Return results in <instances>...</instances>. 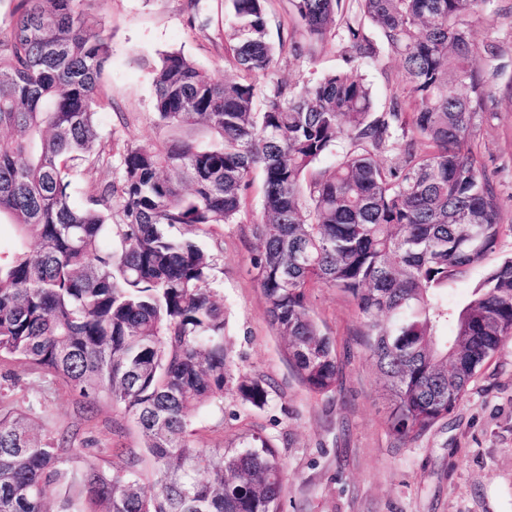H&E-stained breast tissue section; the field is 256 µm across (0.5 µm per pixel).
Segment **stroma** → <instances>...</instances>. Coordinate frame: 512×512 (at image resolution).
Masks as SVG:
<instances>
[{"label": "stroma", "instance_id": "stroma-1", "mask_svg": "<svg viewBox=\"0 0 512 512\" xmlns=\"http://www.w3.org/2000/svg\"><path fill=\"white\" fill-rule=\"evenodd\" d=\"M89 11L111 37L100 91L113 105L100 114L101 150L116 156L126 145L158 141L153 70L163 54L181 52L221 80L235 74L225 50L224 0H201L195 26L188 0H92ZM469 24L478 42L499 49L484 63L493 74L491 112L478 118L469 146L500 195L504 231L495 250L449 288L454 302L512 256V102L505 95L512 84V0H482ZM343 69L370 86L378 112L402 84L394 55L381 54L374 63L352 58L341 25L314 56L283 53L276 75L300 86ZM263 182L262 171H254L236 223L197 233L185 226L172 230L194 236L214 261L212 286L224 303V343L234 375L269 385L264 408L228 395L193 413L197 445L215 448L246 430L269 437L284 464L282 512H512V341L480 371L446 422L404 445L387 426V398L358 340L354 302L336 289L316 288L311 306L335 343L341 374L334 392L309 391L288 362L250 271L257 243L248 226L262 215ZM0 374L6 377L0 392L31 408L45 433H76L87 461L119 469L126 464L124 449L138 447L139 433L122 411L82 413L61 382L20 362L0 363Z\"/></svg>", "mask_w": 512, "mask_h": 512}]
</instances>
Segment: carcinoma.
<instances>
[{"mask_svg": "<svg viewBox=\"0 0 512 512\" xmlns=\"http://www.w3.org/2000/svg\"><path fill=\"white\" fill-rule=\"evenodd\" d=\"M85 2L16 0L0 26V218L15 236L0 246V361L61 381L84 411L122 409L152 471L131 450L121 469L73 465L74 436L41 434L0 394V512H281L283 464L268 438L194 442L192 410L229 392L261 409L269 390L231 371L211 256L163 231L235 223L256 168L252 272L301 382L336 388V349L310 306L312 289L334 288L363 318L394 437L410 443L448 419L512 340V257L448 303L502 230L501 199L466 148L489 112L482 62L497 55L468 23L481 0H352L346 20L347 0H291L303 40L277 47L267 0H228L236 77L166 54L154 110L167 139L127 145L119 180L91 184L78 207L72 181L107 160L98 121L112 106L98 85L110 36ZM341 21L353 57L401 60L404 88L384 112L351 69L300 88L274 77L276 49L308 55ZM343 138L351 148L332 170L305 181ZM396 150L397 162L381 161ZM52 484L65 487L54 508Z\"/></svg>", "mask_w": 512, "mask_h": 512, "instance_id": "obj_1", "label": "carcinoma"}]
</instances>
